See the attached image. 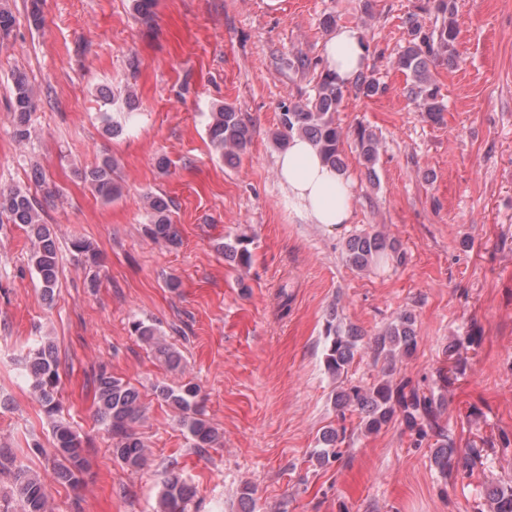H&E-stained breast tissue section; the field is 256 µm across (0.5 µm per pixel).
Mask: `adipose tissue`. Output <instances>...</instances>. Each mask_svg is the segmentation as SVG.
<instances>
[{
  "mask_svg": "<svg viewBox=\"0 0 512 512\" xmlns=\"http://www.w3.org/2000/svg\"><path fill=\"white\" fill-rule=\"evenodd\" d=\"M323 59L342 83H350L363 68L366 48L352 26L338 27L328 38ZM281 183L296 209L311 223L338 227L353 215V182L325 165L312 144L293 137L276 158Z\"/></svg>",
  "mask_w": 512,
  "mask_h": 512,
  "instance_id": "obj_1",
  "label": "adipose tissue"
}]
</instances>
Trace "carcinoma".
Wrapping results in <instances>:
<instances>
[{"instance_id": "1", "label": "carcinoma", "mask_w": 512, "mask_h": 512, "mask_svg": "<svg viewBox=\"0 0 512 512\" xmlns=\"http://www.w3.org/2000/svg\"><path fill=\"white\" fill-rule=\"evenodd\" d=\"M430 10L436 14L433 27L426 28L417 14L410 13L403 20L407 38L398 52L395 64L398 70L410 78L407 94L415 102L423 118L438 124L443 120L445 105L440 88L431 78L429 65L438 60L453 63L454 47L459 29L454 18V0H427ZM300 67L316 72V84L312 97L291 102L280 113L281 130L273 135L275 145L281 149L288 146L294 135L310 141L318 150L323 162L338 172L346 171L344 160V133L336 121V112L344 99L348 87L341 83L336 73L320 60L302 59ZM356 93L372 98L383 91L379 80L371 72H361L355 82ZM34 106V91L27 76L19 73L14 78V127L13 134L22 142L31 137V115ZM210 142L221 153L224 163L235 166L250 140L249 127L241 113L230 104H222L211 113L208 126ZM356 148L366 173L376 176L380 140L366 127L356 131ZM115 163L105 156L100 162L83 171L82 178L106 202L120 195V187L114 178ZM150 209V234L155 240L169 244L179 242V232L172 224L169 201L160 195L146 196ZM42 207L35 198L17 188L7 193L0 192V218L6 217L11 224L26 228L34 239L30 255L42 297L51 301L58 285L59 254L56 236L49 225L42 222ZM224 256L242 264L250 261V252L243 240L224 243ZM385 257L402 261L394 240L387 235L374 232L351 236L346 242V261L356 270L363 271ZM414 320L403 314L398 320L374 339L377 354L390 358L408 357L417 346ZM134 334L148 343L167 368L180 367L182 355L179 351L155 341V329L141 321L132 325ZM325 369L334 378L342 376L352 364L361 333L355 328L342 329L335 319L327 320L325 328ZM26 367L47 415H55L60 408L58 359L54 345L40 342L32 346L26 355ZM97 414L112 437V455L131 468H139L145 461L146 450L135 437L133 424L142 415V397L138 388L120 378L100 371L96 376ZM157 397L175 406L186 415L184 423L196 448H209L218 442V433L206 420L200 418L201 411L196 401V387L187 384L174 389L165 384L155 386ZM334 404L340 417L345 409L354 407L364 414V430L376 433L396 419H401L414 435L413 444L422 446L433 432L441 438L434 449L432 459L438 471L446 476L455 467L452 440L444 435L439 425L440 411L433 394L407 383L394 384L381 380L371 387L352 385L336 390ZM339 433L329 428L322 434V446L315 450L316 459L325 464L339 456L336 445ZM55 453L51 465L55 480L62 485L77 488L86 463L85 444L79 434L70 427L57 423L53 427ZM12 477L13 492L21 502V512H47L48 492L41 479L28 468L16 463V458L0 448V473ZM194 495L192 487L180 475L169 476L162 485L158 512H185ZM485 496L492 512H512V485L498 484L486 489Z\"/></svg>"}]
</instances>
